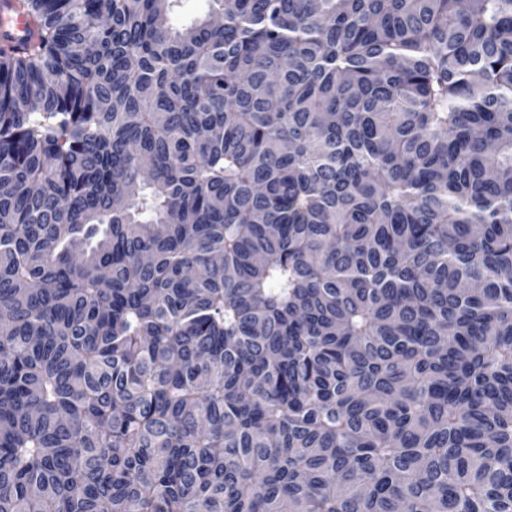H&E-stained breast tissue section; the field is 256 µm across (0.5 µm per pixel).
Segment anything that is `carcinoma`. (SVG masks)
<instances>
[{
	"instance_id": "obj_1",
	"label": "carcinoma",
	"mask_w": 512,
	"mask_h": 512,
	"mask_svg": "<svg viewBox=\"0 0 512 512\" xmlns=\"http://www.w3.org/2000/svg\"><path fill=\"white\" fill-rule=\"evenodd\" d=\"M0 0V512H512V0Z\"/></svg>"
}]
</instances>
